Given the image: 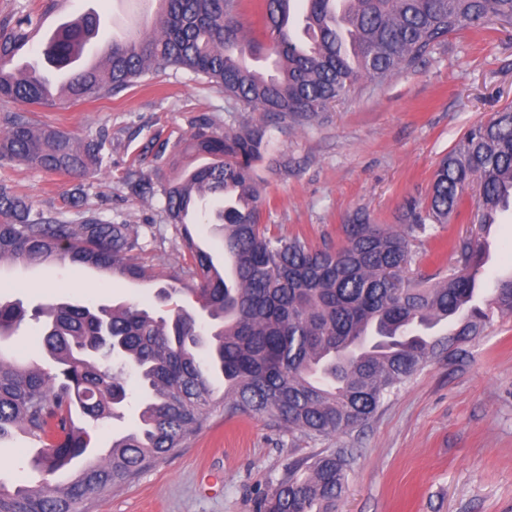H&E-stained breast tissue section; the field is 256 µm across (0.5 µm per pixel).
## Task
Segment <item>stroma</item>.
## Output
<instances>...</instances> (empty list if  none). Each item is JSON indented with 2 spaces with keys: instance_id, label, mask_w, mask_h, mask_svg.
Instances as JSON below:
<instances>
[{
  "instance_id": "1",
  "label": "stroma",
  "mask_w": 512,
  "mask_h": 512,
  "mask_svg": "<svg viewBox=\"0 0 512 512\" xmlns=\"http://www.w3.org/2000/svg\"><path fill=\"white\" fill-rule=\"evenodd\" d=\"M140 0H71V16L100 18L97 41L113 33L110 18L138 17ZM512 106V26L489 20L463 29L414 69L385 86L364 85L333 111L270 129L271 162L257 174L265 202L262 223L275 234L319 246L341 244V224L359 211L374 223L392 224L404 199L426 198L440 160L467 129ZM32 120L83 140L106 133L101 169L84 182L85 201L72 207L66 176L21 163L0 167L45 216L74 221L97 215L116 222L157 224L161 236L145 238L142 257L165 279L184 278L181 239L163 211L162 195L143 198L130 173L170 171L163 146L189 137L200 119L220 132L257 122L238 111L222 88L186 70L158 71L109 99L51 110L28 106ZM512 269V210L491 228L485 284ZM155 285L109 279L89 269L17 265L0 275V301L24 307L19 330L0 340L17 361L46 367L37 308L50 303L89 307L136 304L163 316L195 311L184 294L160 302ZM123 416L93 434L99 450L139 422L141 384L135 370L123 376ZM350 452L348 485L336 512H512V317L494 318L482 336L459 348L451 361L428 362L375 416L351 435L313 440L265 417L232 420L212 413L202 428L160 463L92 501L82 512H257L262 495L288 464L313 453ZM31 444L23 435L0 443V479H33Z\"/></svg>"
}]
</instances>
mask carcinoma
I'll return each mask as SVG.
<instances>
[{
	"label": "carcinoma",
	"mask_w": 512,
	"mask_h": 512,
	"mask_svg": "<svg viewBox=\"0 0 512 512\" xmlns=\"http://www.w3.org/2000/svg\"><path fill=\"white\" fill-rule=\"evenodd\" d=\"M42 2V12L24 8L0 23V166L18 162L89 177L102 167L105 137L80 141L37 127L9 106L110 98L167 68L219 84L260 118L225 133L203 119L172 146L173 164L183 166L179 175L157 169L131 182L144 198L160 184L163 210L189 253V282L177 292L194 295L210 320L208 334L183 309L168 320L134 304L95 310L60 303L39 309L55 371L0 352V442L21 431L39 444L36 464L45 474L72 471L65 483L10 486L0 479V512H80L83 502L106 499L183 447L212 410L227 419L268 416L330 441L366 425L428 362L482 335L493 315L512 316V274L496 277L487 295L478 288L486 235L512 204V107L464 134L434 172L424 206L403 207L399 230L357 212L342 225L340 245L315 247L273 234L260 223L256 173L268 153V126L328 112L365 82L387 84L451 32L488 18L511 22L512 0H305L300 33L290 24L295 0H263L262 39L247 35L239 0H162L153 26L109 40L103 64L75 76L58 98L49 72L71 71L99 18L87 13L60 25L44 43L43 64L19 70L15 56L59 0ZM470 186L478 190L469 216L477 234L448 242V272L414 270L413 241L434 224L457 220ZM209 196L223 201L214 221L224 251L236 258L229 279L196 247L183 219ZM140 236L131 224L94 215L76 222L46 217L0 183V262L59 261L109 278L152 281ZM22 319L20 305L0 302V339ZM441 319L448 334L419 339ZM127 368L145 390L141 426L113 440L101 462L77 464L92 436L75 423L73 410L94 422L117 414ZM215 371L224 376V396L213 404L208 375ZM347 482L346 449L323 451L290 466L260 512H336Z\"/></svg>",
	"instance_id": "cac0c4a2"
}]
</instances>
